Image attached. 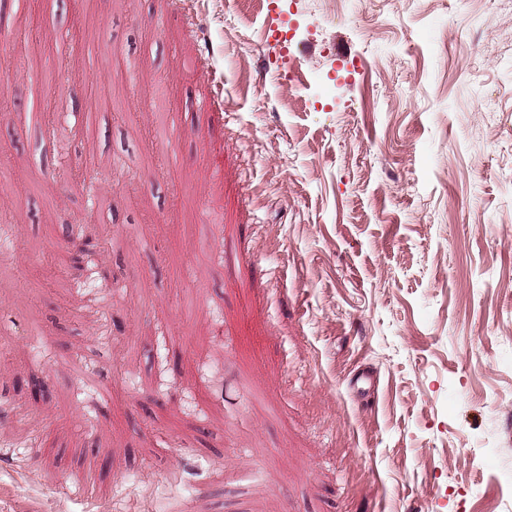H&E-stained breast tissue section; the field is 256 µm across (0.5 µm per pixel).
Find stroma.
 <instances>
[{"label": "stroma", "mask_w": 512, "mask_h": 512, "mask_svg": "<svg viewBox=\"0 0 512 512\" xmlns=\"http://www.w3.org/2000/svg\"><path fill=\"white\" fill-rule=\"evenodd\" d=\"M342 1L61 0L68 66L12 44L0 512H512V5ZM61 165L101 189L46 205Z\"/></svg>", "instance_id": "stroma-1"}]
</instances>
